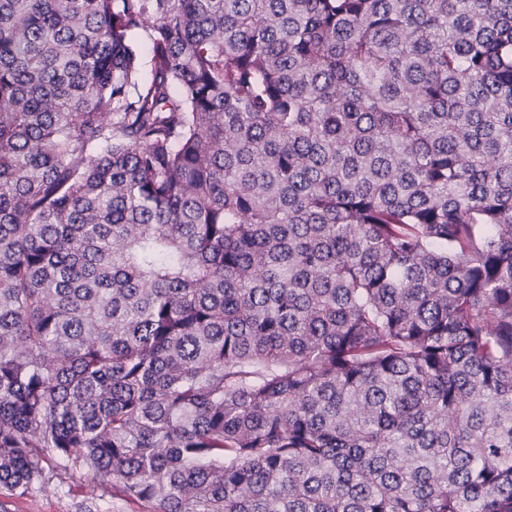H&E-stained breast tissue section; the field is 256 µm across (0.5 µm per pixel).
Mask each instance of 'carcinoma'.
Wrapping results in <instances>:
<instances>
[{"instance_id": "cac0c4a2", "label": "carcinoma", "mask_w": 512, "mask_h": 512, "mask_svg": "<svg viewBox=\"0 0 512 512\" xmlns=\"http://www.w3.org/2000/svg\"><path fill=\"white\" fill-rule=\"evenodd\" d=\"M49 458L512 512V0H0V486Z\"/></svg>"}]
</instances>
